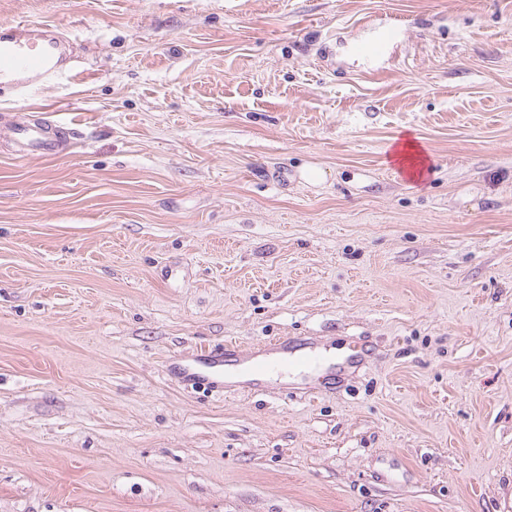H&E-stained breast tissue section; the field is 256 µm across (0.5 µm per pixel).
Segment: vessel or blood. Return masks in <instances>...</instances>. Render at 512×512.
Listing matches in <instances>:
<instances>
[{"instance_id": "b4317fda", "label": "vessel or blood", "mask_w": 512, "mask_h": 512, "mask_svg": "<svg viewBox=\"0 0 512 512\" xmlns=\"http://www.w3.org/2000/svg\"><path fill=\"white\" fill-rule=\"evenodd\" d=\"M399 37L393 25L380 27L375 40L356 43V55L378 59ZM69 45L50 27H34L24 21H14L0 30V87L11 86L20 92H29L57 83L67 72ZM72 128H61L44 119L22 124L14 136L24 151L41 156L55 153L62 138L75 136ZM236 357L239 374L249 385L255 386L270 373L272 366L257 355L241 357L236 343H225L223 348H211L194 354L186 363L169 365L168 370L185 384L206 385L215 393L224 388V363Z\"/></svg>"}]
</instances>
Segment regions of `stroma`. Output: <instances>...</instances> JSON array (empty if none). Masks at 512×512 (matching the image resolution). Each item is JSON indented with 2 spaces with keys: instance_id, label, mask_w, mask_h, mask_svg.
Returning <instances> with one entry per match:
<instances>
[{
  "instance_id": "stroma-1",
  "label": "stroma",
  "mask_w": 512,
  "mask_h": 512,
  "mask_svg": "<svg viewBox=\"0 0 512 512\" xmlns=\"http://www.w3.org/2000/svg\"><path fill=\"white\" fill-rule=\"evenodd\" d=\"M20 19L73 68L0 93V512H512V0ZM43 117L76 143L20 152ZM279 337L367 352L226 399L165 372ZM399 37V28L394 25H385L379 28L378 37L372 41L358 42L353 46L354 54L368 59H378L383 56L387 48Z\"/></svg>"
}]
</instances>
